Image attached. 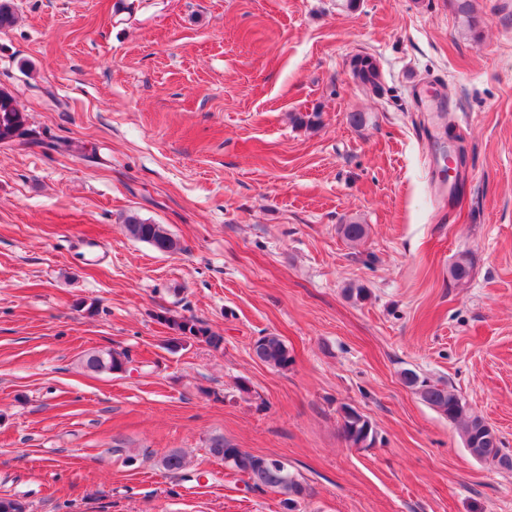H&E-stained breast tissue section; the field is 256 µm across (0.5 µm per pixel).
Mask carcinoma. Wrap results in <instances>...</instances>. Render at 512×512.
Returning a JSON list of instances; mask_svg holds the SVG:
<instances>
[{"mask_svg": "<svg viewBox=\"0 0 512 512\" xmlns=\"http://www.w3.org/2000/svg\"><path fill=\"white\" fill-rule=\"evenodd\" d=\"M453 3L468 31L473 37H478L479 20L474 13L473 0H453ZM349 67L353 79L359 85L374 93L382 90L380 66L373 56L356 54L350 58ZM17 113L19 109L13 97L4 94L0 98V124L7 131L14 130V136L23 138L29 134L27 118L19 119ZM124 228L130 238L149 243L162 252L174 253L181 250L178 240L162 224H153L136 215H128L124 218ZM338 232L347 243L355 245L366 237L367 225L351 220L339 225ZM471 272L472 261L466 254L458 255L449 267V275L457 283L467 281ZM166 322L174 331L187 330L194 336L204 337V342L215 349L220 348L224 342V337L216 335L198 321L188 324L183 318L168 317ZM254 352L259 361L273 369L283 370L292 363L288 347L273 333L259 337L254 343ZM127 360L128 355L124 352L97 351L87 355L84 364L93 372H119ZM402 380L423 402L457 426L462 436L481 454L492 458L502 468H512V457L502 452L497 435L489 432L482 417L469 412L466 402L454 389L446 384H433L411 369L402 373ZM340 431L344 441L353 448L358 447L362 441L367 440L373 444L376 440V429L371 421L348 406L342 410ZM208 451L211 456L224 461V466L235 473L251 475L254 481L252 488L280 495L283 507L289 512L296 508L298 500L305 494L304 486L288 469V464L279 459L252 454L222 439L213 440ZM160 464L166 472L175 474L184 469L186 458L174 450L164 455Z\"/></svg>", "mask_w": 512, "mask_h": 512, "instance_id": "1", "label": "carcinoma"}]
</instances>
